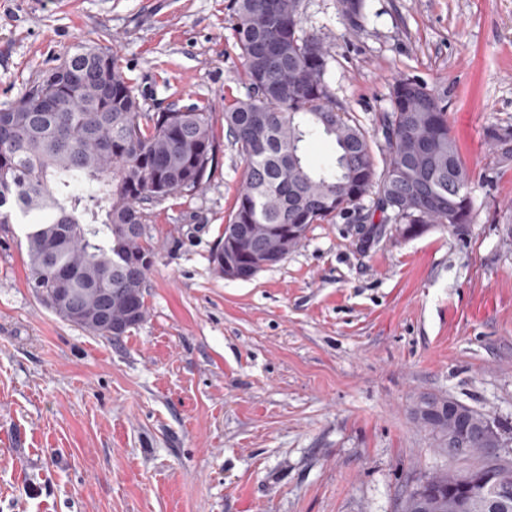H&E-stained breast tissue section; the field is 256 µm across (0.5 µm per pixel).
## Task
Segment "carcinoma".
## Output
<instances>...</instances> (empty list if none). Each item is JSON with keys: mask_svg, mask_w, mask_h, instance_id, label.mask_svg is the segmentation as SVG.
<instances>
[{"mask_svg": "<svg viewBox=\"0 0 512 512\" xmlns=\"http://www.w3.org/2000/svg\"><path fill=\"white\" fill-rule=\"evenodd\" d=\"M233 34L243 58L247 96L224 108L227 125L245 164V182L224 240L212 262L224 274V258L249 265L259 244L273 254L299 224L297 247L313 224L360 208L363 187L375 209L410 237L435 224L461 230L472 221L469 175L451 133L448 112L426 85L399 78L392 85L393 111L383 120L385 165L375 169L370 137L336 107L325 73L329 52L302 25L299 0H235ZM109 59L102 78L87 55ZM42 100L36 112L0 106V224L34 217L26 232L28 283L62 320L115 338L99 321L139 325L147 316L144 288L156 249L146 232L147 207L190 195L210 178L220 151L212 112L197 105L145 112L136 89L108 52L78 44L17 98ZM321 139L332 158L306 166L304 143ZM236 224L257 233L240 236ZM434 395L412 407L413 419L448 450L461 422L448 408L423 414ZM472 453L489 471L498 456L483 441ZM447 470L412 488L410 509L429 504L445 512Z\"/></svg>", "mask_w": 512, "mask_h": 512, "instance_id": "1", "label": "carcinoma"}]
</instances>
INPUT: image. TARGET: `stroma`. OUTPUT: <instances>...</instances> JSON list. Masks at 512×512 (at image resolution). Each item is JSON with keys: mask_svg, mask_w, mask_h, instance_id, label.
I'll return each instance as SVG.
<instances>
[{"mask_svg": "<svg viewBox=\"0 0 512 512\" xmlns=\"http://www.w3.org/2000/svg\"><path fill=\"white\" fill-rule=\"evenodd\" d=\"M338 108L372 140L394 78L448 107L471 178L464 233L366 234L372 207L312 225L248 281L216 274L244 162L224 107L245 97L232 0H0V105L73 47L109 48L144 111L213 110L211 180L150 206L148 315L89 334L30 288L25 224H0V512H397L463 470L413 422L424 394L512 423V0H301Z\"/></svg>", "mask_w": 512, "mask_h": 512, "instance_id": "1", "label": "stroma"}]
</instances>
